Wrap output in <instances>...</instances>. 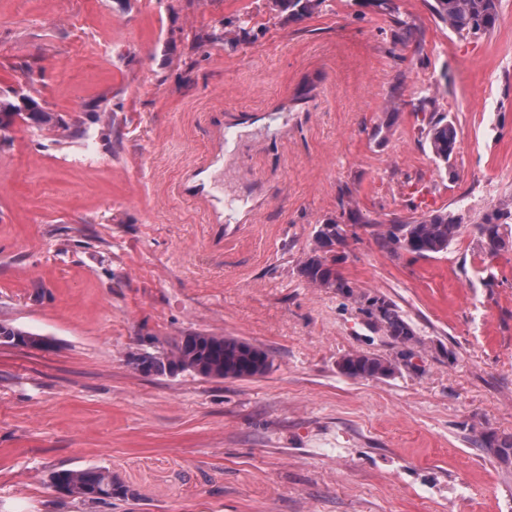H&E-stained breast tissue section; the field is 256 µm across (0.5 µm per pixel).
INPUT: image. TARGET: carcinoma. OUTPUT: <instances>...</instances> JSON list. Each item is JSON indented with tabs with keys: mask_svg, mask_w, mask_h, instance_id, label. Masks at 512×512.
<instances>
[{
	"mask_svg": "<svg viewBox=\"0 0 512 512\" xmlns=\"http://www.w3.org/2000/svg\"><path fill=\"white\" fill-rule=\"evenodd\" d=\"M329 0H275L288 18L299 20L322 12ZM428 10L437 24H442L461 39L486 37L495 32L500 22V0H426ZM246 21L224 22V34L217 40L226 46L239 42V32ZM22 104L0 98V132L5 133L15 118L27 111V118L49 125L63 120L41 109L29 94L20 95ZM424 134L431 154L443 168L451 167L457 148V129L448 116L431 117ZM512 224V201H504L486 212L476 224L482 250L490 257L512 245L507 227ZM461 217L448 211H434L419 216H397L386 229L377 232V240L386 250L404 251L415 258H430L448 252L462 234ZM343 224L328 219L318 225L314 245L299 264L300 276L316 288H327L349 295L350 282L336 268V247L346 244ZM368 316L386 335L405 344L414 336L411 325L396 306L384 299L371 301ZM0 343L32 349L43 348L41 336L0 323ZM145 354L132 353L128 362L147 375L171 376L173 372L193 373L209 379L254 378L265 375L273 365L270 353L234 336H218L206 332H189L175 339L168 347L157 345L154 337L142 340ZM340 371L351 379H373L395 374L397 365L390 360L361 353H351L339 361ZM479 447L491 452L505 467L512 466V435L486 432L477 440ZM53 487L92 503L134 496L128 486L111 472L98 467L62 469L50 477Z\"/></svg>",
	"mask_w": 512,
	"mask_h": 512,
	"instance_id": "obj_1",
	"label": "carcinoma"
}]
</instances>
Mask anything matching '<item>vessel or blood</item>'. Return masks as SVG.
Returning <instances> with one entry per match:
<instances>
[{
  "instance_id": "vessel-or-blood-1",
  "label": "vessel or blood",
  "mask_w": 512,
  "mask_h": 512,
  "mask_svg": "<svg viewBox=\"0 0 512 512\" xmlns=\"http://www.w3.org/2000/svg\"><path fill=\"white\" fill-rule=\"evenodd\" d=\"M231 144L228 140L218 139L209 152L207 160L198 166L190 178L182 185L185 195L195 199L204 206L208 213L209 222L216 234H223L226 217L224 209L229 201L224 196V186L217 172L224 164V156Z\"/></svg>"
}]
</instances>
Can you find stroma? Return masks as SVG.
Segmentation results:
<instances>
[{
  "instance_id": "35a3bbf8",
  "label": "stroma",
  "mask_w": 512,
  "mask_h": 512,
  "mask_svg": "<svg viewBox=\"0 0 512 512\" xmlns=\"http://www.w3.org/2000/svg\"><path fill=\"white\" fill-rule=\"evenodd\" d=\"M393 2L292 21L271 0H0V96L32 73L70 125L19 120L0 141V322L52 341L0 345V512H512V468L476 443L512 434V249L484 261L474 229L512 198V0L479 41ZM242 14L246 42L207 41ZM433 112L457 127L458 179L421 134ZM221 126L228 194L263 206L216 243L180 185ZM90 149L99 165L77 166ZM346 191L382 224L442 209L465 228L414 260L347 225L351 294L311 287L298 266ZM374 296L413 341L367 317ZM193 331L263 347L272 369L127 362ZM349 352L398 370L347 378ZM85 467L134 498L49 482ZM50 480L59 491L92 503L134 497L128 486L111 472L98 467L58 470L52 473Z\"/></svg>"
}]
</instances>
